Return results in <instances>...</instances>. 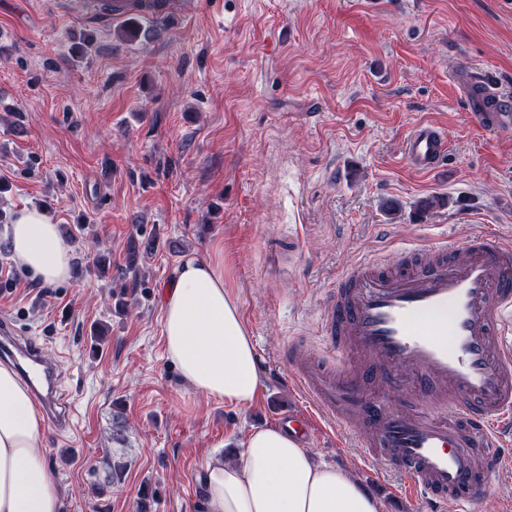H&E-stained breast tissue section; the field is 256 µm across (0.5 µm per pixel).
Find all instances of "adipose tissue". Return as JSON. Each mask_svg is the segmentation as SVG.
<instances>
[{
  "label": "adipose tissue",
  "mask_w": 512,
  "mask_h": 512,
  "mask_svg": "<svg viewBox=\"0 0 512 512\" xmlns=\"http://www.w3.org/2000/svg\"><path fill=\"white\" fill-rule=\"evenodd\" d=\"M14 262L45 286L71 280L74 250L42 210L19 211L10 233ZM167 359L207 398L252 405L261 379L255 344L229 284L223 250L188 258L162 294ZM44 419L28 386L0 364V512H60L54 467L40 451ZM234 462L210 456L201 473L206 512H380L349 474L314 462L287 430L254 429Z\"/></svg>",
  "instance_id": "1"
}]
</instances>
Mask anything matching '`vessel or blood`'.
<instances>
[{
  "instance_id": "b4317fda",
  "label": "vessel or blood",
  "mask_w": 512,
  "mask_h": 512,
  "mask_svg": "<svg viewBox=\"0 0 512 512\" xmlns=\"http://www.w3.org/2000/svg\"><path fill=\"white\" fill-rule=\"evenodd\" d=\"M194 7V0H154L150 14L179 19ZM67 10L108 21L125 17L129 6L68 0ZM463 92L472 118L486 128L512 124V97L485 70L472 69ZM447 152V133L420 124L405 142L404 159L432 172ZM320 328L334 361L289 349L290 382L314 411L288 410L282 425L306 444L315 415L340 430L359 421L357 447L366 457H383L402 497L421 501L425 512H470L493 477L512 465V242L483 231L407 250L393 265L381 258L359 262L338 277ZM0 357L32 377L57 431H73L74 406L44 347L4 320ZM404 382L425 411L395 409L379 398V391Z\"/></svg>"
}]
</instances>
